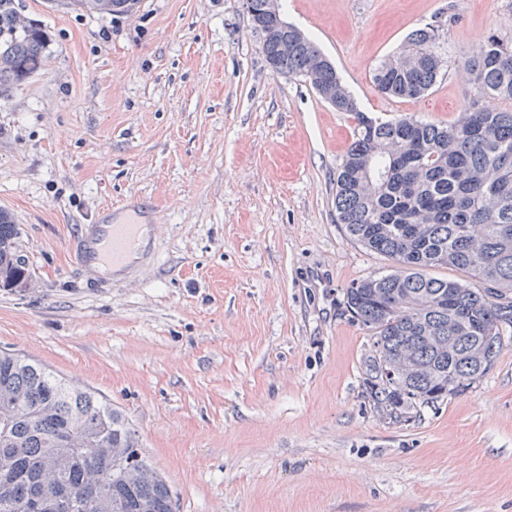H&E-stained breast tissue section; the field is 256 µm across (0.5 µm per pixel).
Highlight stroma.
<instances>
[{
    "label": "stroma",
    "mask_w": 512,
    "mask_h": 512,
    "mask_svg": "<svg viewBox=\"0 0 512 512\" xmlns=\"http://www.w3.org/2000/svg\"><path fill=\"white\" fill-rule=\"evenodd\" d=\"M45 65L0 99V208L21 286L0 284V350L96 392L137 431L176 512H512V339L465 393L407 422L374 409L370 344L344 293L392 264L336 221L356 120L273 72L245 0H140L131 15L16 0ZM361 111L453 121L457 67L512 0H281ZM439 28L426 95L374 84ZM137 200L159 228L131 279L94 284L80 225Z\"/></svg>",
    "instance_id": "obj_1"
}]
</instances>
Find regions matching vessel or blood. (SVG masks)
I'll return each instance as SVG.
<instances>
[{
	"instance_id": "b4317fda",
	"label": "vessel or blood",
	"mask_w": 512,
	"mask_h": 512,
	"mask_svg": "<svg viewBox=\"0 0 512 512\" xmlns=\"http://www.w3.org/2000/svg\"><path fill=\"white\" fill-rule=\"evenodd\" d=\"M145 230L133 219L116 222L111 209H104L73 243V262L99 282L125 275L142 255Z\"/></svg>"
}]
</instances>
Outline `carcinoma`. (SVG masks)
<instances>
[{
  "mask_svg": "<svg viewBox=\"0 0 512 512\" xmlns=\"http://www.w3.org/2000/svg\"><path fill=\"white\" fill-rule=\"evenodd\" d=\"M116 15L127 0H68ZM266 59L290 76H317L318 94L357 129L336 177L347 234L393 263L391 273L348 288L346 309L371 341L363 385L374 407L407 421L421 407L466 392L494 366L512 327V111L474 100L449 123L401 117L374 123L332 63L300 30L265 21ZM438 32L414 31L415 50L382 61L373 79L390 97L415 99L437 82ZM46 36L0 0V98L44 66ZM479 96L512 100V40L487 38L459 61ZM15 224L0 210V280L19 283L25 260ZM453 267L479 283L429 275ZM393 374L384 375L383 364ZM175 512L122 415L94 393L0 350V512Z\"/></svg>",
  "mask_w": 512,
  "mask_h": 512,
  "instance_id": "cac0c4a2",
  "label": "carcinoma"
}]
</instances>
